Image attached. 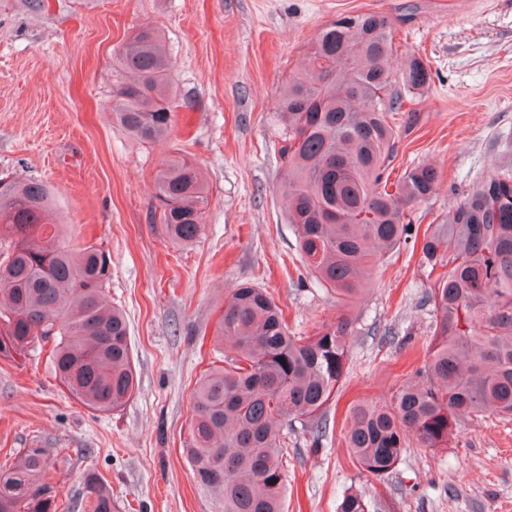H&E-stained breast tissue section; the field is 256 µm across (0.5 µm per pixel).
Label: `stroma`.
Wrapping results in <instances>:
<instances>
[{
    "mask_svg": "<svg viewBox=\"0 0 512 512\" xmlns=\"http://www.w3.org/2000/svg\"><path fill=\"white\" fill-rule=\"evenodd\" d=\"M376 12L396 25L395 68L421 57L431 80L396 117L395 173L432 165L435 193L414 205L424 232L472 187L512 167V0H0V176L36 178L72 246L112 262L109 301L129 326L140 384L117 412L81 405L46 351L0 360V466L45 449L59 512L88 476L119 512H218L182 454L193 386L219 361L215 337L233 288H266L295 336L351 323L346 381L311 450L288 429L285 512H337L359 491L369 512H512V418L461 421L448 447L407 448L384 477L358 470L343 435L353 401L389 400L427 359L434 312L421 240L389 254L354 300L323 288L301 261L282 202L284 132L275 112L288 76L338 15ZM159 34L172 92L192 101L169 137L146 144L112 118V65L137 30ZM184 155L209 187L202 231L178 246L159 222L155 179Z\"/></svg>",
    "mask_w": 512,
    "mask_h": 512,
    "instance_id": "stroma-1",
    "label": "stroma"
}]
</instances>
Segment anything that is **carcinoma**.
<instances>
[{"label": "carcinoma", "mask_w": 512, "mask_h": 512, "mask_svg": "<svg viewBox=\"0 0 512 512\" xmlns=\"http://www.w3.org/2000/svg\"><path fill=\"white\" fill-rule=\"evenodd\" d=\"M395 27L385 15H341L308 47L304 71L288 78L276 112L286 136L284 207L301 258L318 282L357 296L382 260L408 240L407 209L428 200L437 171L396 158L390 119L430 79L413 55L392 72ZM112 116L130 137L164 140L176 112L171 64L159 36L141 30L112 66ZM159 223L177 245L200 234L207 186L195 165L169 159L156 179ZM52 192L41 181L0 178V360L52 344L57 376L88 408L120 410L138 378L123 314L106 299L111 258L94 244L73 248L47 222ZM420 263L435 275L427 298L435 324L422 380L388 401L349 409L345 440L362 471L391 473L413 434L422 448L448 447L462 419L493 410L512 417V167L476 184L446 223L424 233ZM219 338L231 354L192 392L183 454L221 512H283V431L308 420L312 447L326 436V411L344 377L349 323L293 336L266 289L243 284L224 306ZM221 459L220 467L214 460ZM90 512H116L112 488L88 479ZM358 492L338 512H368ZM0 512H58L49 460L27 448L0 468Z\"/></svg>", "instance_id": "cac0c4a2"}]
</instances>
